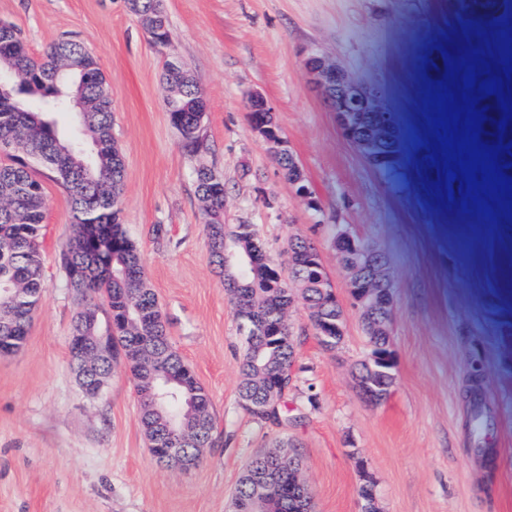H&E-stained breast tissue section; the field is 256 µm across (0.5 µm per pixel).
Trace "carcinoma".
Segmentation results:
<instances>
[{"instance_id": "1", "label": "carcinoma", "mask_w": 512, "mask_h": 512, "mask_svg": "<svg viewBox=\"0 0 512 512\" xmlns=\"http://www.w3.org/2000/svg\"><path fill=\"white\" fill-rule=\"evenodd\" d=\"M512 0H472L462 24L496 21ZM138 9L151 13L162 25H168L162 0H139ZM8 38L0 37V72H18L28 85L0 101V145L19 154L10 164L0 165V338L11 337L21 346L28 326L43 298V238L46 199L37 169L47 172L66 193L72 211V234L64 254L67 275L82 270L76 298L81 310L92 318L74 319L72 335L91 336L100 331L98 300L105 301L112 313V345L123 352L125 364L134 382L140 406V422L147 437L169 422L181 436L192 433L185 444L188 451L212 443L215 419L209 392L196 374L173 349L166 322L151 308L158 305L148 285L140 250L127 236L120 219L121 209L112 205V182L123 184L125 165L112 131L111 99L97 59L85 54L84 45L64 40L35 58L21 34L10 27ZM77 58L82 72L75 73L70 89L83 87L91 111L83 113L82 130L89 132L96 154L66 163L53 148L54 141L68 143L51 115L68 111L59 96L54 76L70 59ZM181 62L165 61L172 73L166 85L171 95L166 100L170 122L180 126L184 148L197 151L198 113L185 111L200 88L194 79L181 76ZM504 117L493 100L481 112V134L493 152L497 172L512 179V138L501 127ZM196 193L209 217L207 224L212 257L224 286L233 300L246 302L254 316L280 321L281 310L288 305V289L273 288L264 273L251 269L224 271L220 255L224 243L237 235L236 224L224 223V186L208 182L206 173H196ZM108 243L114 259L101 261L95 243ZM294 348L288 339L276 336H247L243 339L239 398L242 406L258 419H279L281 408L262 409L265 380L275 381L292 364ZM470 427L480 438L490 422L480 403L479 388L468 393ZM253 470L245 469L237 491L239 512H249ZM288 469L276 467L264 476L266 491L276 512H305L311 507L298 497H287Z\"/></svg>"}]
</instances>
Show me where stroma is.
<instances>
[{
	"instance_id": "obj_1",
	"label": "stroma",
	"mask_w": 512,
	"mask_h": 512,
	"mask_svg": "<svg viewBox=\"0 0 512 512\" xmlns=\"http://www.w3.org/2000/svg\"><path fill=\"white\" fill-rule=\"evenodd\" d=\"M167 51L154 47L127 0H0L34 56L62 40L99 60L125 162L122 220L139 247L173 346L212 398L214 444L182 473L152 458L133 377L112 368L104 394L80 390L68 346L76 303L63 268L72 213L44 179L45 293L23 349L0 357V512H232L245 467L287 438L297 447L314 512H360L363 473L381 512H512V197L467 184L434 128L437 95L452 96L454 141L467 134L474 92L495 84L512 109V62L501 24L462 25L452 0H164ZM183 60L207 101L190 156L164 109L167 55ZM335 61L381 91L406 135L393 175L342 135L304 63ZM472 87H465L466 78ZM262 94L303 170L297 195L249 121ZM224 177V221L254 225L267 257L288 264L300 237L318 250L345 315L340 351L324 349L296 305V379L278 420L239 402L236 310L211 263L197 162ZM388 259L396 383L382 403L362 397L370 352L336 252L339 233ZM491 424L469 429L472 366Z\"/></svg>"
}]
</instances>
